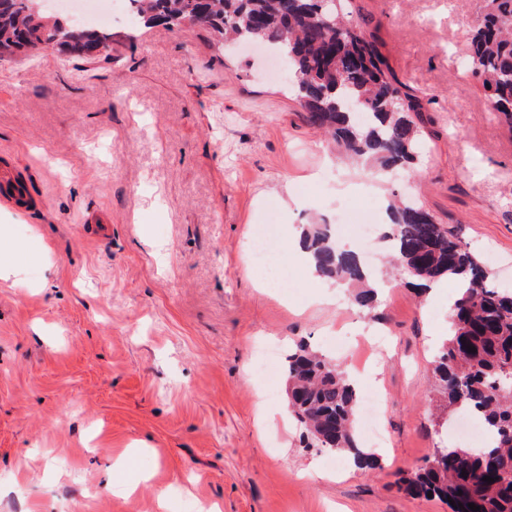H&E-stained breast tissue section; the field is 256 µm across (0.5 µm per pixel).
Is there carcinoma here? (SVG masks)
Listing matches in <instances>:
<instances>
[{
	"instance_id": "cac0c4a2",
	"label": "carcinoma",
	"mask_w": 512,
	"mask_h": 512,
	"mask_svg": "<svg viewBox=\"0 0 512 512\" xmlns=\"http://www.w3.org/2000/svg\"><path fill=\"white\" fill-rule=\"evenodd\" d=\"M145 26L180 19L208 30L218 42L255 40L288 60V86L306 123L347 156L394 173L414 164L422 149L420 101L389 75L374 35L349 19L351 0H127ZM468 48V70L487 93L488 111L512 124V0H480ZM111 35L63 26L33 0H0V60L57 52L86 63L109 59ZM394 268L411 287L448 278L458 291L448 310V336L435 359V392L452 416L478 419L489 432L484 447L435 449L400 479L409 495H428L450 512H512V290L496 284L485 260L424 205L389 201ZM305 248L318 274L354 289L353 304L378 303L371 274L358 253L342 247L331 226L307 224ZM476 352L468 351V347ZM288 409L307 448L349 453L360 467L378 458L356 444L353 415L358 390L339 363L306 345L288 355ZM494 481L487 483L483 478Z\"/></svg>"
}]
</instances>
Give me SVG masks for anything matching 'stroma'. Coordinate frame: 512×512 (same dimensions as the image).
Here are the masks:
<instances>
[{
  "mask_svg": "<svg viewBox=\"0 0 512 512\" xmlns=\"http://www.w3.org/2000/svg\"><path fill=\"white\" fill-rule=\"evenodd\" d=\"M478 9L354 0L424 109V151L396 179L342 160L257 53L131 23L124 0L93 76L48 53L0 63V170L27 198L0 202V262L14 266L0 279V512H448L398 478L461 441L432 427L454 288L420 299L389 274L371 315L292 258L287 287L265 286L246 245L271 219L343 224L351 194L408 193L512 287V125L461 67ZM375 331L390 342L356 373L333 341ZM299 343L377 391L380 469L354 471L262 414L260 401L286 404Z\"/></svg>",
  "mask_w": 512,
  "mask_h": 512,
  "instance_id": "obj_1",
  "label": "stroma"
}]
</instances>
